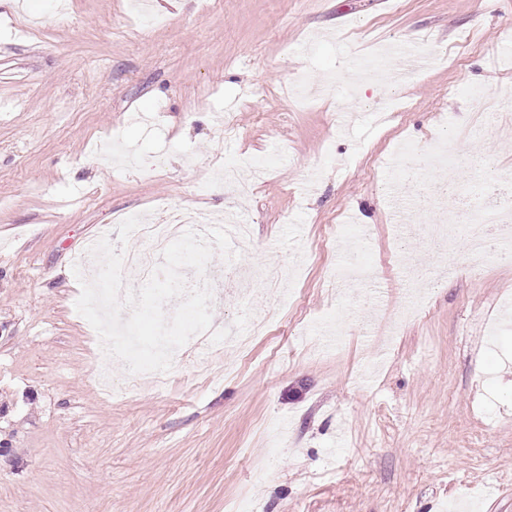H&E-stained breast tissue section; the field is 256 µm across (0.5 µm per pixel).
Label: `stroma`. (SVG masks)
<instances>
[{
    "instance_id": "stroma-1",
    "label": "stroma",
    "mask_w": 512,
    "mask_h": 512,
    "mask_svg": "<svg viewBox=\"0 0 512 512\" xmlns=\"http://www.w3.org/2000/svg\"><path fill=\"white\" fill-rule=\"evenodd\" d=\"M58 1L0 0V512H512V260L417 280L427 215L397 235L387 201L450 182L453 212L512 176V109L468 132L473 88L512 93V0H153L152 27ZM394 43L435 68L396 84ZM402 143L409 176L386 165ZM248 164V198L214 191ZM167 206L246 220L243 264L282 285L225 287L216 351L153 384L116 360L103 388L72 266ZM351 259L375 286L327 287ZM247 310L268 332L244 360Z\"/></svg>"
}]
</instances>
